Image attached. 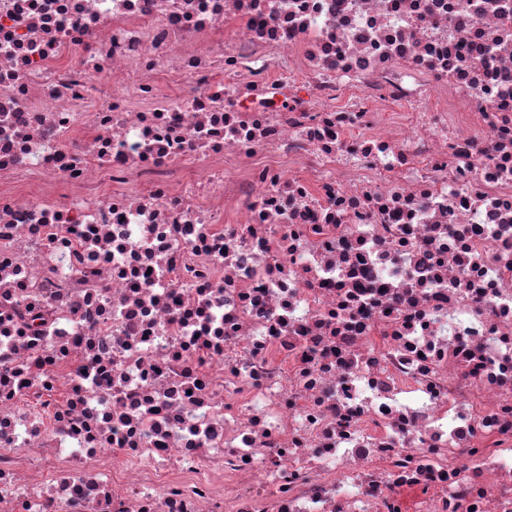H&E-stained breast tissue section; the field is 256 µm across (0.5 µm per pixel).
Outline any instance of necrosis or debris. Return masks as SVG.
Segmentation results:
<instances>
[{
  "label": "necrosis or debris",
  "instance_id": "obj_1",
  "mask_svg": "<svg viewBox=\"0 0 512 512\" xmlns=\"http://www.w3.org/2000/svg\"><path fill=\"white\" fill-rule=\"evenodd\" d=\"M0 512H512V0H0Z\"/></svg>",
  "mask_w": 512,
  "mask_h": 512
}]
</instances>
